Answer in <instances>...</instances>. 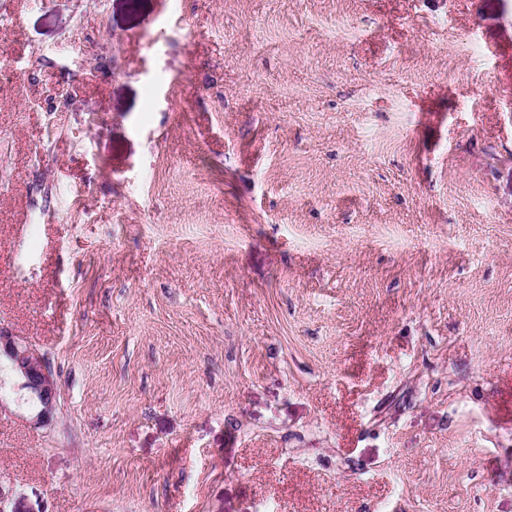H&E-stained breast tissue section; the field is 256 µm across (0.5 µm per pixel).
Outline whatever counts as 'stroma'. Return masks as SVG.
Returning a JSON list of instances; mask_svg holds the SVG:
<instances>
[{"instance_id": "obj_1", "label": "stroma", "mask_w": 512, "mask_h": 512, "mask_svg": "<svg viewBox=\"0 0 512 512\" xmlns=\"http://www.w3.org/2000/svg\"><path fill=\"white\" fill-rule=\"evenodd\" d=\"M0 36V327L58 386L0 407L26 512H512V0Z\"/></svg>"}]
</instances>
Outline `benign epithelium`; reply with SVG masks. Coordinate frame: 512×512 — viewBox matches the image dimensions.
<instances>
[{"instance_id": "1", "label": "benign epithelium", "mask_w": 512, "mask_h": 512, "mask_svg": "<svg viewBox=\"0 0 512 512\" xmlns=\"http://www.w3.org/2000/svg\"><path fill=\"white\" fill-rule=\"evenodd\" d=\"M0 360L19 380L17 390L37 402L33 425H49L55 413L57 385L42 355L27 340L1 327Z\"/></svg>"}]
</instances>
